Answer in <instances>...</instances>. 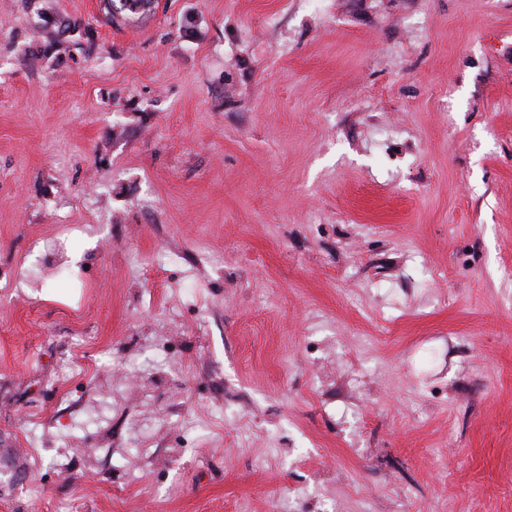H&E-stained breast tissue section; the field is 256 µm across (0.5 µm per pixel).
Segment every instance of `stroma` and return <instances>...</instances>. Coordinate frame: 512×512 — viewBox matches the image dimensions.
Instances as JSON below:
<instances>
[{
    "mask_svg": "<svg viewBox=\"0 0 512 512\" xmlns=\"http://www.w3.org/2000/svg\"><path fill=\"white\" fill-rule=\"evenodd\" d=\"M152 2L0 0V512H512V0Z\"/></svg>",
    "mask_w": 512,
    "mask_h": 512,
    "instance_id": "obj_1",
    "label": "stroma"
}]
</instances>
